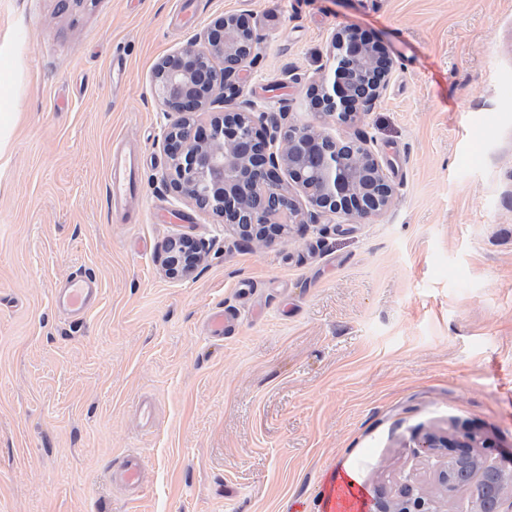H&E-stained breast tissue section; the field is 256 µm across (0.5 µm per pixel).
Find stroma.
Masks as SVG:
<instances>
[{"mask_svg": "<svg viewBox=\"0 0 512 512\" xmlns=\"http://www.w3.org/2000/svg\"><path fill=\"white\" fill-rule=\"evenodd\" d=\"M174 2L0 0V512H326L348 474L380 512L404 483L438 491L420 444L452 427L512 470V0H196L189 28ZM245 9V96L368 136L397 189L379 218L262 246L165 180L154 68ZM342 27L394 65L339 127L307 81ZM119 147L140 182L112 209ZM178 236L208 247L187 278L161 265ZM79 268L101 293L75 321L52 290ZM219 303L241 316L222 340L204 330ZM129 454L146 460L133 488L112 482Z\"/></svg>", "mask_w": 512, "mask_h": 512, "instance_id": "obj_1", "label": "stroma"}]
</instances>
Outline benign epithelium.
Returning a JSON list of instances; mask_svg holds the SVG:
<instances>
[{
  "label": "benign epithelium",
  "mask_w": 512,
  "mask_h": 512,
  "mask_svg": "<svg viewBox=\"0 0 512 512\" xmlns=\"http://www.w3.org/2000/svg\"><path fill=\"white\" fill-rule=\"evenodd\" d=\"M255 24L248 13L215 21L154 69L153 90L166 114L161 146L171 184L183 197L224 218L240 239L264 245L284 241L317 214L370 220L385 213L395 187L370 141L361 135L335 138L316 124H284L244 97L241 74L259 55ZM334 81L312 84L311 108L340 124L370 111L381 98L393 66L376 43L342 28L333 38ZM301 192L311 209L298 203ZM205 244L189 237L163 245L162 266L172 278L190 276ZM433 455L445 452L438 484L446 501L405 490L389 512H449L462 486L474 487L472 512H502L512 475L488 466L470 432L429 434L421 444Z\"/></svg>",
  "instance_id": "obj_1"
}]
</instances>
